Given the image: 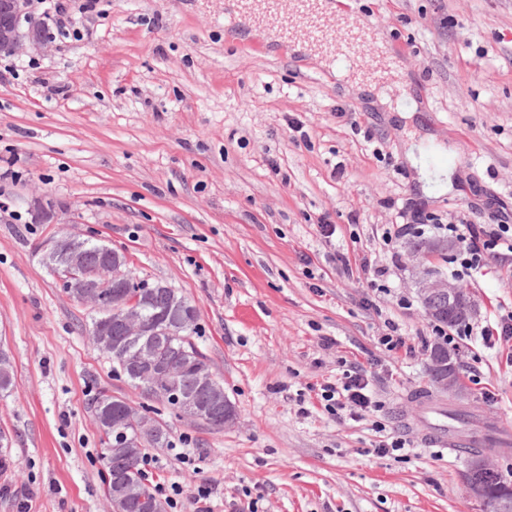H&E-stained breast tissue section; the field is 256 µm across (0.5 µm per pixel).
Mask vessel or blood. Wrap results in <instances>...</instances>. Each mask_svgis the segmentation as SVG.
<instances>
[{"label": "vessel or blood", "instance_id": "1", "mask_svg": "<svg viewBox=\"0 0 512 512\" xmlns=\"http://www.w3.org/2000/svg\"><path fill=\"white\" fill-rule=\"evenodd\" d=\"M238 11L258 14L269 30L284 42L304 36L315 49L330 47L331 54L340 67L354 66L371 35L362 21L355 16L346 18L343 25H335L333 19L324 16L322 0H237ZM425 423V442L442 448H461L465 442L449 433L443 420L444 409L430 397L418 399Z\"/></svg>", "mask_w": 512, "mask_h": 512}]
</instances>
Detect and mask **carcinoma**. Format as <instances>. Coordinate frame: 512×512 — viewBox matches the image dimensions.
<instances>
[{"label": "carcinoma", "mask_w": 512, "mask_h": 512, "mask_svg": "<svg viewBox=\"0 0 512 512\" xmlns=\"http://www.w3.org/2000/svg\"><path fill=\"white\" fill-rule=\"evenodd\" d=\"M433 246L446 247L447 243L434 238L416 235L406 242V248L412 253H423ZM109 261L108 247L104 244L90 241L85 249V266L96 269ZM143 303L139 309L142 321L150 329L149 340L152 342L158 360L166 363L188 364L207 360L206 355L191 340L193 327H185L179 317L171 312V291L167 288L153 284L151 288L141 289ZM112 316V345L121 347V356L109 352L107 356L112 364L132 358L134 350L127 345L125 324L121 320L122 309L119 303L112 302L107 307L93 308V315L88 333L92 334L101 324V320ZM124 378L134 388L138 389L144 398L153 401L166 402L163 393L150 386L141 384L138 374L133 368L123 366ZM181 387L184 391L194 395L197 406L205 410L209 417L206 428L213 430L224 429V407L213 403L209 391L200 386L195 371L186 372L181 379ZM93 418H98L103 412L115 411L119 414L122 428L126 432L127 447L132 449L129 454H118L112 449V428H104L97 425L100 435L101 457L103 459L106 476L104 477V496L107 501H112V477L117 476L121 481L130 485L136 497L132 499L125 512H155L157 504L155 495L145 482L140 462L143 452L147 448H165L169 443V425L158 422L156 432L150 438L139 435L137 417L140 412H148L144 405L136 407L126 398L113 395L109 390H100L91 403ZM470 480L482 484L490 493L499 494L506 500L507 512H512V483L507 481L497 471H485L478 474L467 475Z\"/></svg>", "instance_id": "obj_1"}]
</instances>
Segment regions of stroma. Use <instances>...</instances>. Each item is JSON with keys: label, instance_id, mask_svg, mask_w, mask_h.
<instances>
[{"label": "stroma", "instance_id": "1", "mask_svg": "<svg viewBox=\"0 0 512 512\" xmlns=\"http://www.w3.org/2000/svg\"><path fill=\"white\" fill-rule=\"evenodd\" d=\"M78 2L72 32L0 56V167L13 172L0 180V337L14 370L0 512H107L88 405L102 387L142 401L43 260L65 231L198 308L193 340L237 422L214 432L153 402L171 438L148 449L149 481L177 485L183 512L205 481L212 512H480L465 453L422 441L411 395L468 414L460 436L512 435V342L487 335L512 314V252L464 278L435 261L476 305L453 396L429 375L433 322L405 243L462 217L512 225V0H333L382 38L361 70L383 48L395 61L383 105L294 48L225 37L231 0ZM365 257L393 264L385 291L359 271ZM388 321L411 351L378 344ZM349 363L404 450L377 457L372 422L317 398Z\"/></svg>", "mask_w": 512, "mask_h": 512}]
</instances>
